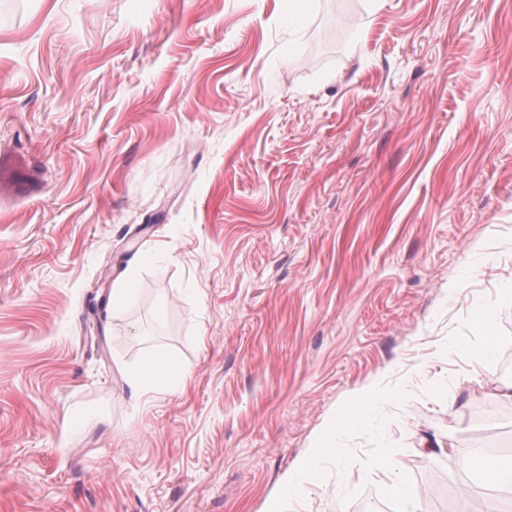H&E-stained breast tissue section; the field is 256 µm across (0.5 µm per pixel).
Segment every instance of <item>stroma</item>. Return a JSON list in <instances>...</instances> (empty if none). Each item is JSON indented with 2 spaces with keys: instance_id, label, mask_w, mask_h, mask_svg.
I'll use <instances>...</instances> for the list:
<instances>
[{
  "instance_id": "stroma-1",
  "label": "stroma",
  "mask_w": 512,
  "mask_h": 512,
  "mask_svg": "<svg viewBox=\"0 0 512 512\" xmlns=\"http://www.w3.org/2000/svg\"><path fill=\"white\" fill-rule=\"evenodd\" d=\"M509 281L512 0H0V512H460L455 450L512 458ZM496 314L490 307H480L473 313V322L484 334V344L482 347L475 349L467 344L464 340H456L451 343L449 351L467 356H484L488 355L495 347V337L493 329ZM165 369V363L150 355L146 357L140 369L131 377L130 387L135 394L144 395L154 391L159 373ZM382 394L375 386L370 387L355 398L347 401L336 411L333 424L327 428L315 443L300 457L295 465L296 472L304 482L315 483L319 480V462L328 453L335 452L336 431L342 425H357L361 421L362 411L368 404L385 401L388 397ZM334 427V428H333ZM336 427V428H335ZM388 497L400 504L399 512H418L416 495L410 490L403 478H398L386 487Z\"/></svg>"
}]
</instances>
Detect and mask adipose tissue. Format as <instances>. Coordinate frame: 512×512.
<instances>
[{"label":"adipose tissue","instance_id":"ef3b65f1","mask_svg":"<svg viewBox=\"0 0 512 512\" xmlns=\"http://www.w3.org/2000/svg\"><path fill=\"white\" fill-rule=\"evenodd\" d=\"M384 399V394L377 388L371 387L361 392L352 400L345 402L337 410L332 427L327 428L325 433L308 448L296 464L295 470L302 480L308 483L318 481L320 473L319 462L323 456L333 452L337 427L345 424H359L364 407L373 402L384 401Z\"/></svg>","mask_w":512,"mask_h":512}]
</instances>
